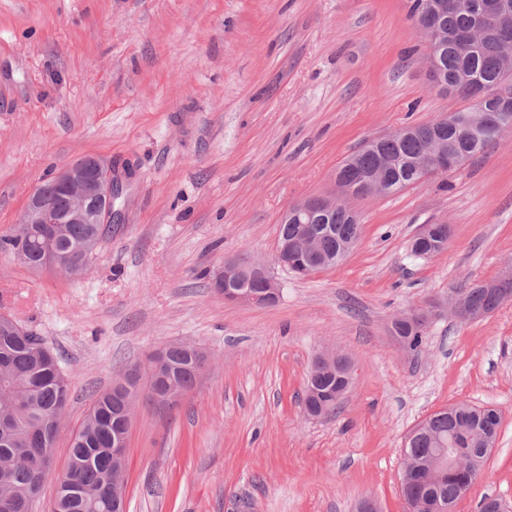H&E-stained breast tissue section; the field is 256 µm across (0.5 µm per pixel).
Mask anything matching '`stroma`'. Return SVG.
I'll use <instances>...</instances> for the list:
<instances>
[{"label":"stroma","instance_id":"stroma-1","mask_svg":"<svg viewBox=\"0 0 512 512\" xmlns=\"http://www.w3.org/2000/svg\"><path fill=\"white\" fill-rule=\"evenodd\" d=\"M409 0H0V237L39 182L86 154L126 184L88 272H35L0 251V313L40 336L70 396L37 512L92 391L162 345L203 347L201 383L177 404L140 400L128 437L126 512H406L403 446L458 403L501 413L483 475L455 512L512 502V303L462 322L448 298L512 262V131L457 170L387 196L349 198L355 250L282 297L224 302L225 257L270 261L282 212L336 193L366 140L468 109L439 92ZM445 252L417 258L425 224ZM437 303L417 351L390 334ZM348 356L335 414L307 418V371ZM319 366L336 369V373L340 374L347 381L345 391L351 382V366L349 359L336 351H324L316 357Z\"/></svg>","mask_w":512,"mask_h":512}]
</instances>
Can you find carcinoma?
<instances>
[{
  "mask_svg": "<svg viewBox=\"0 0 512 512\" xmlns=\"http://www.w3.org/2000/svg\"><path fill=\"white\" fill-rule=\"evenodd\" d=\"M482 0H463L464 7L448 14L445 25L450 31H466L476 25ZM443 71L453 81L462 70L476 77L478 87L491 91L512 81V71L503 69L501 46L493 37L480 38L473 50L460 54L450 46L443 53ZM442 136L448 142H457L472 156L483 153L488 144L472 139L454 138L452 129L445 125ZM421 155L419 144L412 138L384 137L375 145L357 151V168L362 173L376 169L381 158L395 156L401 166L392 172L396 180L411 182L417 178L414 162ZM335 234L323 238L325 252H336L342 238H357L360 227L349 222L346 212L336 209ZM102 238L96 224H66L60 245L74 252L79 266L90 265L96 254L95 246ZM0 249L14 260L31 257L41 251L37 226L24 238L4 236ZM470 305L495 311L499 300L494 290L473 283L461 285ZM392 334L411 351L422 344L424 329L413 327L399 317L392 322ZM43 339L26 330L17 320L0 316V512H37L38 499L33 497L32 471L28 462L14 456L12 449L26 448L36 439L41 448L55 447L57 431L51 415L69 394L66 374L55 369L45 352ZM173 361L177 367L166 372L168 386L189 390L193 386L191 359L182 351L181 344H171ZM338 386L336 379L324 375L312 366L308 372L304 393L314 389L325 392ZM130 391L112 394L107 390L91 394V403L83 422L72 436L66 470L57 478L55 504L58 512H113L102 500L89 497L81 502L71 498V492L81 487H93L107 475L99 466V458L112 447V432L116 430ZM501 424L499 412L490 407L459 403L436 412L417 427L407 438L406 448L419 464L420 473L409 481L407 494L424 503L440 500L453 508L481 473L474 464L484 439L496 437Z\"/></svg>",
  "mask_w": 512,
  "mask_h": 512,
  "instance_id": "carcinoma-1",
  "label": "carcinoma"
}]
</instances>
